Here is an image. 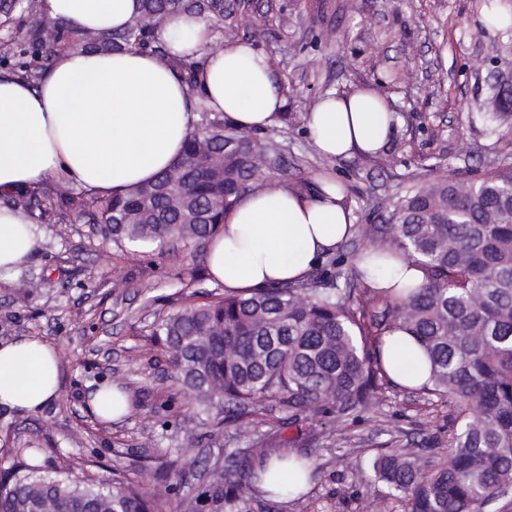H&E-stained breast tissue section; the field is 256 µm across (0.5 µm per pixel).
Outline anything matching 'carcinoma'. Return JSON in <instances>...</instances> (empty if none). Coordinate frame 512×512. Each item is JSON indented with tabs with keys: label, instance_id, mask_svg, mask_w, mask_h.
<instances>
[{
	"label": "carcinoma",
	"instance_id": "1",
	"mask_svg": "<svg viewBox=\"0 0 512 512\" xmlns=\"http://www.w3.org/2000/svg\"><path fill=\"white\" fill-rule=\"evenodd\" d=\"M178 9L221 12V0H141L138 17L119 33L86 36L96 49L157 51L153 31ZM77 34L67 23L33 29L28 43L50 61ZM485 119H512V90L496 91ZM267 152L256 133L215 119L194 129L178 162L125 195L84 199L66 188L53 194L23 190L3 202L31 219L79 210L117 245L159 250L179 240L201 247L220 231L226 214L253 183L265 180ZM387 227L364 230L367 252L392 251L423 271L419 288L369 297L345 281L344 257H331L303 283H275L248 297L206 295L158 316L151 336L167 357L193 415L217 409L238 430L249 405L274 399L290 419L307 423L313 438L343 425L359 407L374 406L390 377L377 358L381 337L402 329L415 337L429 363L419 389L452 408L446 454L426 460L414 448H388L372 461L386 491L370 497L367 512H484L512 501V169L461 182L445 170L390 205ZM288 439L258 437L236 468L188 500L184 512L219 507L230 494L268 480L265 466L284 458ZM0 512H161L149 482L119 468L100 480L35 462L20 448L0 465Z\"/></svg>",
	"mask_w": 512,
	"mask_h": 512
}]
</instances>
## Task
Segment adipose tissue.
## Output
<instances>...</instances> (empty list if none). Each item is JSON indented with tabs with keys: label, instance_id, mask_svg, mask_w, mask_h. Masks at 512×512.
<instances>
[{
	"label": "adipose tissue",
	"instance_id": "ef3b65f1",
	"mask_svg": "<svg viewBox=\"0 0 512 512\" xmlns=\"http://www.w3.org/2000/svg\"><path fill=\"white\" fill-rule=\"evenodd\" d=\"M139 6L140 0H40L43 16L81 32L123 29ZM154 38L162 54L72 46L55 56L37 85L0 77V195L47 180L102 196L127 193L181 157L198 106L249 132L271 127L282 113L286 91L253 42L212 48V21L186 10L172 13ZM180 58L195 62V85L174 68ZM305 123L319 154L343 158L380 153L396 116L386 99L364 88L326 93ZM316 181L308 195L262 186L227 215L206 248L208 270L226 291L248 295L273 282L304 281L322 256L353 235L334 174L321 172ZM36 245L32 222L0 207V271L15 270ZM359 267L383 295L423 282L420 267L404 258H367ZM381 361L399 384L428 380L426 357L404 330L383 336ZM58 388L53 347L30 337L0 344V406L35 412Z\"/></svg>",
	"mask_w": 512,
	"mask_h": 512
}]
</instances>
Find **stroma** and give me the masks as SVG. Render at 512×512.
Here are the masks:
<instances>
[{"label": "stroma", "instance_id": "obj_1", "mask_svg": "<svg viewBox=\"0 0 512 512\" xmlns=\"http://www.w3.org/2000/svg\"><path fill=\"white\" fill-rule=\"evenodd\" d=\"M0 0V76L12 74L22 40L42 25L38 0ZM214 47L253 41L287 90L283 117L260 138L276 148V179L309 188L333 171L345 189L357 230L344 242L364 252L365 225L384 223L387 204L410 187L454 170L473 181L512 168V124L490 128L486 102L497 76L512 73V27L489 28L488 0H222ZM372 87L399 117L385 154L331 160L318 154L304 117L324 94ZM37 246L24 264L0 274V343L28 336L59 358L56 398L34 414L0 408V460L38 448L59 468L105 478L110 468L136 479L156 473L166 487L163 512L212 480L208 465L231 466L228 449L251 447L254 435L286 434L293 451L310 453L311 485L303 496L241 495L221 512H364L380 489L371 469L387 448L448 446V414L422 396L390 388L378 408L316 439L286 426L288 411L270 401L255 411L251 432L185 421L182 395L151 336L157 314L174 311L199 289L217 288L205 253L171 263L103 240L77 211L36 223ZM125 386L135 409L100 422L87 407L97 387Z\"/></svg>", "mask_w": 512, "mask_h": 512}]
</instances>
